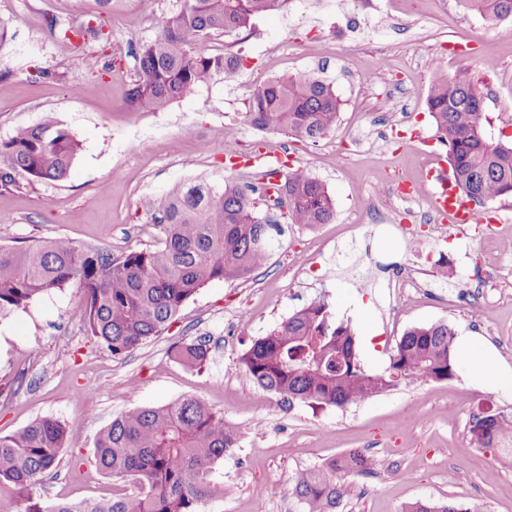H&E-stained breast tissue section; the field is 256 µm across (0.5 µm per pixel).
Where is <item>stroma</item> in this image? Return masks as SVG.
Instances as JSON below:
<instances>
[{"label":"stroma","instance_id":"1","mask_svg":"<svg viewBox=\"0 0 512 512\" xmlns=\"http://www.w3.org/2000/svg\"><path fill=\"white\" fill-rule=\"evenodd\" d=\"M183 0H126L108 20L106 45L91 42L85 63L72 59L68 42L50 33L41 0H0L10 19L0 45V138L15 128L55 113L72 129L81 149L65 180L0 194V246L21 247L67 237L121 255L153 247L158 228L149 202L191 181L223 185L227 176L251 180L255 171L224 165V134L245 145H283L288 164L322 181L335 201L331 223L289 225L268 263L247 280L214 281L191 297L160 336L122 359L100 349L84 328L80 295L68 286L35 299L27 309L0 316V435L36 418L54 416L69 431L57 478L46 481L47 500H79L127 491L93 462L99 432L122 412L158 407L184 396L208 401L238 427L234 451L215 467L223 499L203 512H302L284 489L300 470L320 467L352 450L368 449V475L348 474L352 491L339 512H402L416 500L462 502L473 512H512V465L494 448L476 445L469 432L484 409L512 418V391L479 382L466 370L448 381L403 382L390 392L345 408L287 405L256 386L238 368L240 357L295 311L324 300L333 316L350 323L366 370L383 371L397 341L414 326L446 322L456 333L490 346L498 365L512 367V250L499 236L437 239L427 231L433 215L427 195L417 201L372 202L376 184L391 173L419 178L420 147L443 157L427 108L435 60L448 74L468 70L484 97L493 138L512 139V19L487 22L461 0H288L280 10L257 16L251 31L221 41L224 52L243 63L232 79L217 78L194 95L159 112L129 111L124 103L136 78L139 46L154 39L155 11L176 12ZM300 42L309 57L279 62L285 45ZM391 67L378 86L360 73L378 58ZM494 59L495 69L484 62ZM47 70L39 77L37 69ZM311 72L340 98L335 129L324 141L299 142L281 133L255 130L243 114L250 93L275 78ZM92 94H80L86 83ZM396 128L387 141L374 139L382 123ZM212 151L200 157L198 141ZM322 249L305 273L294 255L311 242ZM496 265L495 287L483 294L496 305L494 324L483 333L470 308L430 299L393 314L387 283L396 266L419 263L426 288L472 287L482 261ZM234 319L235 335L224 333ZM210 341L204 366L188 368L174 357L177 345ZM97 401L94 415L79 402L83 392ZM413 474L403 481L401 472Z\"/></svg>","mask_w":512,"mask_h":512}]
</instances>
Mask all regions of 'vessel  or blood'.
Here are the masks:
<instances>
[{
  "label": "vessel or blood",
  "instance_id": "obj_1",
  "mask_svg": "<svg viewBox=\"0 0 512 512\" xmlns=\"http://www.w3.org/2000/svg\"><path fill=\"white\" fill-rule=\"evenodd\" d=\"M430 186L429 202L441 222L448 224H496L500 221L497 211H475L471 203L463 200L453 184L447 162H438L427 177Z\"/></svg>",
  "mask_w": 512,
  "mask_h": 512
}]
</instances>
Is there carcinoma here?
Listing matches in <instances>:
<instances>
[{"label": "carcinoma", "mask_w": 512, "mask_h": 512, "mask_svg": "<svg viewBox=\"0 0 512 512\" xmlns=\"http://www.w3.org/2000/svg\"><path fill=\"white\" fill-rule=\"evenodd\" d=\"M94 28H75L52 16L51 31L83 39L74 59L86 60L88 39L104 37L106 17L124 0H97ZM286 0H184L177 12H155V39L143 43L137 79L125 104L132 112L160 111L196 93L218 77L231 78L242 58L193 51L201 42L240 34L253 19L277 10ZM486 20L512 19V0H463ZM456 186L478 204L512 190V143L489 138L477 86L466 71L431 74L427 99ZM340 99L315 75L273 79L256 88L243 113L261 131L316 142L336 127ZM80 150L76 134L51 113L35 126L16 128L0 138V192H20L43 181L64 180ZM267 183L241 184L232 177L220 187L198 183L151 204L160 238L149 249L119 257L104 247L66 237L24 247L0 246V315L24 309L35 298L74 286L82 294L81 316L88 333L114 358H122L158 336L183 305L213 281L245 280L267 264L281 225L261 214ZM291 207L288 223L314 227L335 216L326 186L305 170L288 173L276 186ZM454 330L446 323L409 328L396 344L389 366L366 370L351 327L333 319L328 305L314 301L256 340L239 368L259 387L285 402L344 408L394 389L403 380H450L457 374ZM210 346L196 339L178 346L177 360L201 367ZM476 415L471 440L496 448L512 460V421ZM240 433L207 401L188 396L161 407L135 408L112 419L95 442L94 460L106 476L131 480L133 492L85 502H46L44 481L58 473L68 445L65 423L53 416L33 420L0 436V512H202L208 501L224 498V483L213 478L216 463L238 446ZM373 458L354 450L326 466L297 473L288 497L303 512H336L350 487L335 473L369 474ZM402 512H469L448 501H415Z\"/></svg>", "instance_id": "cac0c4a2"}]
</instances>
